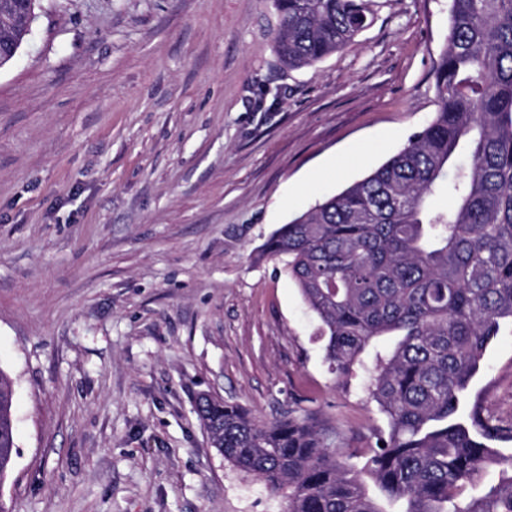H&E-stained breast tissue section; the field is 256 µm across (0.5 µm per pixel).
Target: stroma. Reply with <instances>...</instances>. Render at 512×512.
<instances>
[{
  "instance_id": "35a3bbf8",
  "label": "stroma",
  "mask_w": 512,
  "mask_h": 512,
  "mask_svg": "<svg viewBox=\"0 0 512 512\" xmlns=\"http://www.w3.org/2000/svg\"><path fill=\"white\" fill-rule=\"evenodd\" d=\"M0 69V370L7 512H282L210 448L206 392L336 429L361 462L385 415L339 378L272 231L434 116L448 0H379L299 70L271 0H37ZM470 400L512 417V328ZM13 389L0 370V480L2 481L16 453L12 419Z\"/></svg>"
}]
</instances>
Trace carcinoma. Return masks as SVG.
Listing matches in <instances>:
<instances>
[{
    "mask_svg": "<svg viewBox=\"0 0 512 512\" xmlns=\"http://www.w3.org/2000/svg\"><path fill=\"white\" fill-rule=\"evenodd\" d=\"M35 0H0V50L29 35ZM274 49L300 69L352 42L374 0H273ZM431 122L376 170L275 230L280 263L317 315L325 362L355 368L387 418L361 464L335 432L291 415L261 422L211 394L197 413L211 447L284 499V512H512V474L461 505L512 441V421L475 404L470 381L512 323V0H448ZM448 196L446 206L434 200ZM397 341L372 365L364 354ZM13 389L0 371V480L16 453Z\"/></svg>",
    "mask_w": 512,
    "mask_h": 512,
    "instance_id": "carcinoma-1",
    "label": "carcinoma"
}]
</instances>
